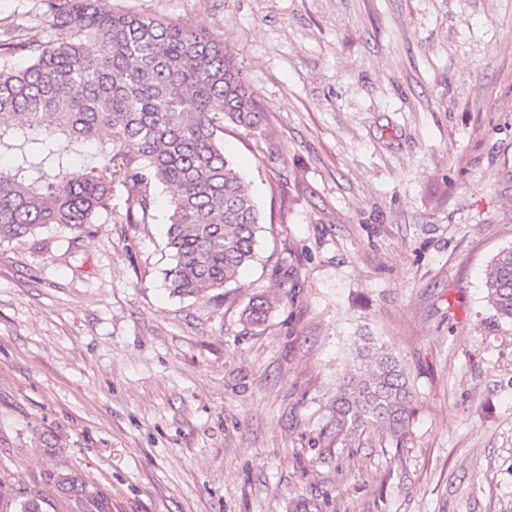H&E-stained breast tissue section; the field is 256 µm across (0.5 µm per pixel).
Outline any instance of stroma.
Instances as JSON below:
<instances>
[{
	"mask_svg": "<svg viewBox=\"0 0 512 512\" xmlns=\"http://www.w3.org/2000/svg\"><path fill=\"white\" fill-rule=\"evenodd\" d=\"M221 37L267 138L224 126L263 213L221 302L169 294L165 205L0 244L1 492L73 468L107 512H512V0H100ZM42 0L0 39L47 40ZM278 305L243 325L250 298ZM397 356L404 439L321 437L360 337ZM53 435L45 447L42 434ZM484 288L486 301L497 317L512 324V248L503 249L492 258Z\"/></svg>",
	"mask_w": 512,
	"mask_h": 512,
	"instance_id": "obj_1",
	"label": "stroma"
}]
</instances>
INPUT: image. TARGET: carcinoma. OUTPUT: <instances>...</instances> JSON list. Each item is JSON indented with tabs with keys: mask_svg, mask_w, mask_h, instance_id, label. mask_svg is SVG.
I'll use <instances>...</instances> for the list:
<instances>
[{
	"mask_svg": "<svg viewBox=\"0 0 512 512\" xmlns=\"http://www.w3.org/2000/svg\"><path fill=\"white\" fill-rule=\"evenodd\" d=\"M57 37L0 43V242L56 227L82 233L112 219V196L126 194L125 223L148 224L157 186L168 202L165 270L170 293L202 297L235 280L256 255L261 216L248 185L225 156L224 123L260 139L263 115L224 42L188 22L101 11L94 0H47ZM97 44L87 55L83 45ZM23 56L26 65L14 58ZM98 148L79 170L52 137ZM484 288L497 317L512 323V248L490 261ZM275 301L253 297L241 312L261 326ZM359 371L336 393L324 434L341 439L384 428L402 439L414 414L405 368L365 338ZM46 481L72 512H103L98 492L74 471ZM18 512H41L43 497L16 494Z\"/></svg>",
	"mask_w": 512,
	"mask_h": 512,
	"instance_id": "obj_1",
	"label": "carcinoma"
}]
</instances>
